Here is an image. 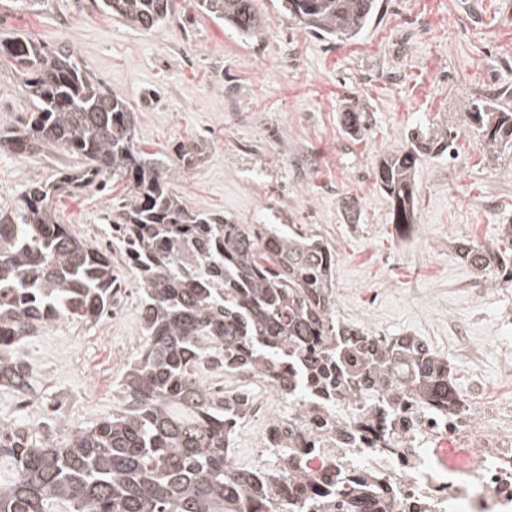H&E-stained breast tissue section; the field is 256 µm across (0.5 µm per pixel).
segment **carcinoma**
Here are the masks:
<instances>
[{"label":"carcinoma","mask_w":512,"mask_h":512,"mask_svg":"<svg viewBox=\"0 0 512 512\" xmlns=\"http://www.w3.org/2000/svg\"><path fill=\"white\" fill-rule=\"evenodd\" d=\"M256 0H198L201 11L242 37L261 27ZM104 12L153 31L172 0H98ZM288 16L333 39L360 35L379 0H281ZM18 74L35 111L17 129L0 126V145L25 155L57 147L81 158L50 182L22 185L0 210V387L39 399L18 341L64 320L95 321L112 306V259L59 221L54 199L100 181L123 183L106 230L128 256L140 293L146 342L119 384L112 414L57 444L15 420L0 422V512H309L324 509L300 489L288 503L259 495L256 472L231 455L249 402L206 386L212 377L264 378L282 362L326 386L352 363L365 382L404 389L452 409L460 403L448 362L415 336L374 342L336 316L333 250L285 224H237L198 211L173 190L203 152L177 158L141 150L134 113L65 45L52 50L24 33L0 37V63ZM354 137L366 131L354 105L341 113ZM467 119L484 150L512 152V110L476 100ZM409 146L379 160L376 183L394 224L415 223V175L423 156L451 148L448 129H413ZM459 257L492 287L512 282V253L463 242Z\"/></svg>","instance_id":"carcinoma-1"}]
</instances>
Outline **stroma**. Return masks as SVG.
Returning <instances> with one entry per match:
<instances>
[{
    "label": "stroma",
    "instance_id": "1",
    "mask_svg": "<svg viewBox=\"0 0 512 512\" xmlns=\"http://www.w3.org/2000/svg\"><path fill=\"white\" fill-rule=\"evenodd\" d=\"M256 7L263 26L245 39L202 14L195 0H178L151 33L100 11L94 0H40L29 11L0 0V33L68 44L125 97L143 150L172 159L181 144L204 143L175 185L194 209L318 235L336 255L340 319L420 338L447 360L460 395L507 394L512 284L484 287L458 246L512 243L502 236L512 224V160L491 159L465 125L473 99L498 96L512 106V0H382L353 41L310 33L278 0ZM351 104L368 119L359 141L339 119ZM33 108L15 72L1 66L0 121L20 124ZM419 126L449 127L455 141L419 166L416 222L405 228L392 223L375 168ZM76 164L60 149L24 156L0 145V207L12 204L22 184ZM122 196L120 184L95 183L58 197L56 210L94 244ZM348 199L356 202L351 217ZM112 273L127 302L111 328L63 321L18 347L45 398L23 417L38 427L59 415L52 437L60 444L116 408L118 383L143 340L139 292L117 250ZM105 364L112 370L103 388Z\"/></svg>",
    "mask_w": 512,
    "mask_h": 512
}]
</instances>
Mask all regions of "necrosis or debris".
I'll use <instances>...</instances> for the list:
<instances>
[{"label":"necrosis or debris","instance_id":"4bbe7bcc","mask_svg":"<svg viewBox=\"0 0 512 512\" xmlns=\"http://www.w3.org/2000/svg\"><path fill=\"white\" fill-rule=\"evenodd\" d=\"M240 383L254 397L234 435L250 437L254 468L288 442L320 493L366 482L390 512H512V396L451 412L406 391L351 402L342 376L290 402L271 383Z\"/></svg>","mask_w":512,"mask_h":512}]
</instances>
